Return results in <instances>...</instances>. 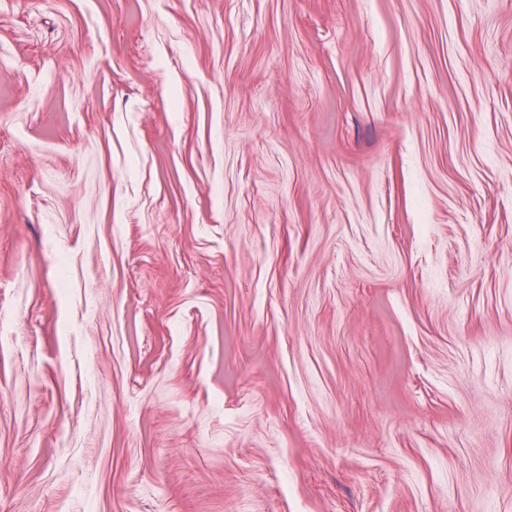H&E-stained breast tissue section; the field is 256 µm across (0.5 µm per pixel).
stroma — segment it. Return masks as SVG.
I'll list each match as a JSON object with an SVG mask.
<instances>
[{"mask_svg":"<svg viewBox=\"0 0 512 512\" xmlns=\"http://www.w3.org/2000/svg\"><path fill=\"white\" fill-rule=\"evenodd\" d=\"M0 512H512V0H0Z\"/></svg>","mask_w":512,"mask_h":512,"instance_id":"1","label":"stroma"}]
</instances>
